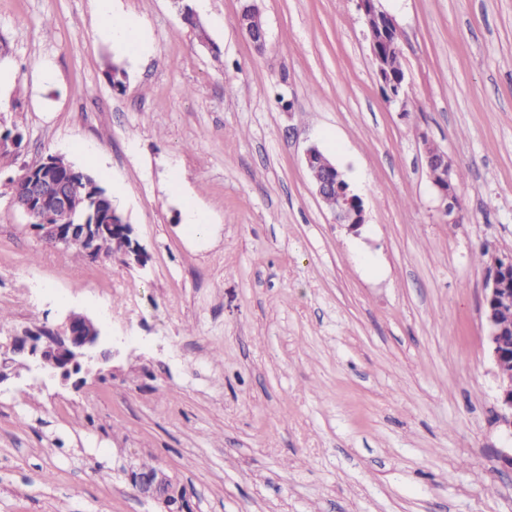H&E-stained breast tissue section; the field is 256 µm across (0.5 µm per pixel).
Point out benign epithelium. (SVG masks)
I'll list each match as a JSON object with an SVG mask.
<instances>
[{"label":"benign epithelium","mask_w":512,"mask_h":512,"mask_svg":"<svg viewBox=\"0 0 512 512\" xmlns=\"http://www.w3.org/2000/svg\"><path fill=\"white\" fill-rule=\"evenodd\" d=\"M366 36L370 43L375 75L383 84H389V102L403 104L407 100L406 78L388 82L392 73L387 66L386 45L398 47L401 32L395 19L384 10L381 0H358ZM236 24L256 48L266 45L267 30L261 15L242 11ZM424 162L445 215L452 223L459 222L458 200L453 182L454 171L447 152L427 142ZM305 163L311 174L316 195L323 201L336 200L333 219L349 230H357L364 223V209L359 197L353 195L343 174L321 150L310 146L305 153ZM28 174L20 181L8 183L17 206L30 219V226L49 246L82 247L85 256L97 261L104 256L107 229L121 236L125 242L124 255H139L133 240V227L114 207L106 208L101 197L87 186L92 205L93 220L77 216L74 192L70 184L60 177L51 157L26 168ZM512 297V255L491 257L489 281L486 288L482 314L487 328L486 341L495 368L497 381V420L512 432V324L501 320V304ZM103 336L100 326L83 314H71L61 330L41 328L24 336H16L3 353L4 361L33 364L37 368L51 369L63 376L78 372L83 363L94 354L107 357L110 351L102 349ZM129 481L136 494L151 499L162 506V512H191L187 490L177 485L175 479H164L138 468L129 472Z\"/></svg>","instance_id":"benign-epithelium-1"}]
</instances>
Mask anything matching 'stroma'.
Returning a JSON list of instances; mask_svg holds the SVG:
<instances>
[{
  "label": "stroma",
  "instance_id": "obj_1",
  "mask_svg": "<svg viewBox=\"0 0 512 512\" xmlns=\"http://www.w3.org/2000/svg\"><path fill=\"white\" fill-rule=\"evenodd\" d=\"M256 3L261 51L242 0H207L206 46L171 0H118L136 55L94 0H0V131L23 134L0 158V344L74 312L113 349L66 382L8 368L0 512H161L125 475L145 461L193 512H512L481 309L489 255L512 254V0H381L403 108L357 0ZM313 144L361 197L358 232L317 197ZM48 155L122 184L142 260L40 241L4 181ZM94 1H96V12L102 30L112 44L134 53H144L149 50V43L140 31V25L136 20L115 11L112 0ZM357 3L370 43L375 75L382 84H388L392 73L387 66L389 51L385 47L390 43L395 50H399L401 32L395 19L384 10L380 0H358ZM395 50L391 52L392 70L394 73L405 74L402 52ZM236 24L255 48L263 49L265 47L267 30L259 11L254 14L242 10L236 18ZM424 162L433 187L440 202L444 205L446 216L455 215L451 223L459 222L458 200L453 182L454 171L448 161L447 152L431 142L425 143Z\"/></svg>",
  "mask_w": 512,
  "mask_h": 512
}]
</instances>
